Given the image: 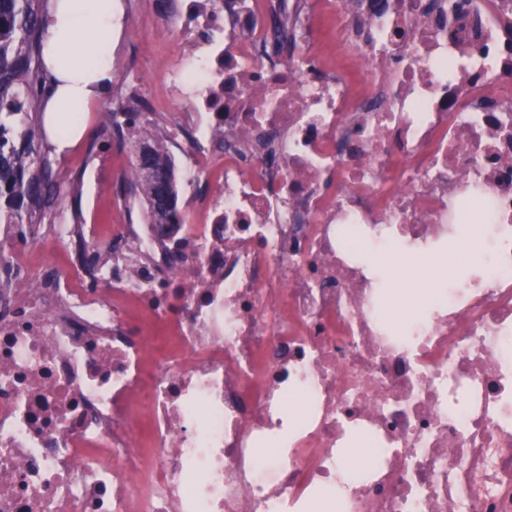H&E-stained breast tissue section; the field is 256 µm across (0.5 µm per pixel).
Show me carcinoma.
<instances>
[{
    "label": "carcinoma",
    "mask_w": 512,
    "mask_h": 512,
    "mask_svg": "<svg viewBox=\"0 0 512 512\" xmlns=\"http://www.w3.org/2000/svg\"><path fill=\"white\" fill-rule=\"evenodd\" d=\"M43 0H0V224L16 226L26 238V226L66 197L71 181L53 172L37 140L43 128L32 123L38 112L46 70L43 60ZM277 40H288L285 9L273 15ZM146 116L143 104L110 112L102 129L120 142ZM147 152L136 156L132 170L145 197L147 212L157 224L178 221L179 189L172 166L160 154L158 142L145 140Z\"/></svg>",
    "instance_id": "carcinoma-1"
}]
</instances>
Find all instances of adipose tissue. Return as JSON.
I'll return each mask as SVG.
<instances>
[{"label": "adipose tissue", "mask_w": 512, "mask_h": 512, "mask_svg": "<svg viewBox=\"0 0 512 512\" xmlns=\"http://www.w3.org/2000/svg\"><path fill=\"white\" fill-rule=\"evenodd\" d=\"M119 0H51L43 21L47 80L43 93L44 127L57 152L70 150L85 122L64 123L62 112L90 111L112 87L116 45L113 20Z\"/></svg>", "instance_id": "1"}]
</instances>
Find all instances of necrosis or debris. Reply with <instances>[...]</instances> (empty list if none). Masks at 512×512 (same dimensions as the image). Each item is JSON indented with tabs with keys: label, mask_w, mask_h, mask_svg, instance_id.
Masks as SVG:
<instances>
[{
	"label": "necrosis or debris",
	"mask_w": 512,
	"mask_h": 512,
	"mask_svg": "<svg viewBox=\"0 0 512 512\" xmlns=\"http://www.w3.org/2000/svg\"><path fill=\"white\" fill-rule=\"evenodd\" d=\"M458 2L300 0L284 56L264 0H171L188 208L0 288V512H304L349 470L326 512H512V0ZM464 216L494 276L397 329L362 250Z\"/></svg>",
	"instance_id": "1"
}]
</instances>
